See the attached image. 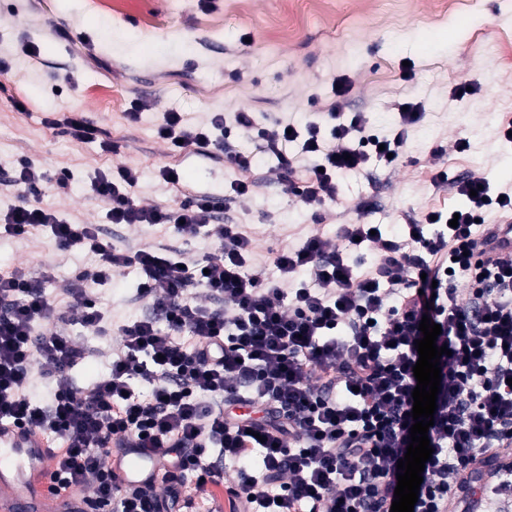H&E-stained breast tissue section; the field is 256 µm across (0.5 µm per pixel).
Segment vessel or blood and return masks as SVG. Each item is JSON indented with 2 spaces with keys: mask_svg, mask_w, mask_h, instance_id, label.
<instances>
[{
  "mask_svg": "<svg viewBox=\"0 0 512 512\" xmlns=\"http://www.w3.org/2000/svg\"><path fill=\"white\" fill-rule=\"evenodd\" d=\"M480 261L512 259V224H492ZM164 451L113 443L105 464L123 488L155 485L162 479ZM63 453L37 426L0 419V512H92L82 485L61 486Z\"/></svg>",
  "mask_w": 512,
  "mask_h": 512,
  "instance_id": "1",
  "label": "vessel or blood"
}]
</instances>
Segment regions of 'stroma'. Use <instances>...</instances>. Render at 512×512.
<instances>
[{
  "mask_svg": "<svg viewBox=\"0 0 512 512\" xmlns=\"http://www.w3.org/2000/svg\"><path fill=\"white\" fill-rule=\"evenodd\" d=\"M307 0H128L114 17L90 0H0V177L29 162L48 174L72 172L69 193L42 183L34 205L77 224H107L105 204L90 189L95 173L137 169L135 200L167 207L192 195L223 200V224H243L259 233L257 260H269L315 227L334 233L351 219L359 199L371 209L368 224H404L429 211L466 206L464 196L437 190L438 173L455 179L487 177L512 188V144L502 127L512 119V0H470L448 10L444 0H336L339 21L321 22ZM99 26H91L90 17ZM289 20L293 32L281 38L272 21ZM138 45L136 53L115 45L111 31ZM36 46L37 56L26 54ZM472 92L458 97L461 83ZM417 104L422 120L411 128L393 166L371 167L369 177L346 175L338 193L319 213L300 205L276 171L277 161L259 155L240 172L217 154L204 158L172 151L157 127L168 111L184 113L188 126L209 122L213 113L253 112L258 126L299 123L336 112L341 119L366 115L374 132L399 121L397 106ZM140 104L138 122L127 121ZM79 112L104 133L80 142L52 120ZM468 141L464 151L456 140ZM171 164L180 188L158 177ZM253 182L240 197L235 179ZM116 247L165 244L202 256L215 246L205 238L184 242L160 228L132 230L110 225ZM82 251L61 254L51 238L0 237V267L37 277H67L85 264ZM139 275L126 269L102 292L113 325L140 318L135 302Z\"/></svg>",
  "mask_w": 512,
  "mask_h": 512,
  "instance_id": "stroma-1",
  "label": "stroma"
}]
</instances>
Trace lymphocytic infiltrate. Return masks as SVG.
I'll return each mask as SVG.
<instances>
[{"instance_id": "1", "label": "lymphocytic infiltrate", "mask_w": 512, "mask_h": 512, "mask_svg": "<svg viewBox=\"0 0 512 512\" xmlns=\"http://www.w3.org/2000/svg\"><path fill=\"white\" fill-rule=\"evenodd\" d=\"M399 117L379 135L361 114L325 132L315 122L261 128L244 111L191 128L170 111L157 133L199 156L224 154L242 172L254 158L233 150L234 129L256 135L280 172L292 173L294 154L314 158L290 191L319 207L335 200L337 176L400 153L422 114L410 104ZM138 181L126 167L115 179L95 175L92 190L112 223L171 229L186 242L203 234L215 252L119 249L102 225L75 224L23 199L0 216L1 235L47 233L61 252L91 257L49 292L19 269H0V418L54 434L65 480L114 512H173L189 475L201 487L233 478L229 512H390L413 424L415 341L427 317L440 324L436 343L449 353L440 359L433 454L414 512H468L477 496L487 512H512V471L486 482L472 468L482 457L512 456V260L484 266L469 258L480 245L477 219L511 212L512 191L500 196L484 177L452 182L441 173L437 185L471 198L457 226L440 211L394 234L358 221L258 263L241 225L217 223L213 197L145 207L132 197ZM359 245L369 265L350 260ZM131 266L149 312L114 328L100 289ZM74 325L112 337L107 373L85 387L71 374L86 356L68 332ZM35 374L52 384L48 404L32 397ZM137 381L149 396L134 389ZM116 437L166 449L170 468L159 487L115 485L103 451Z\"/></svg>"}]
</instances>
